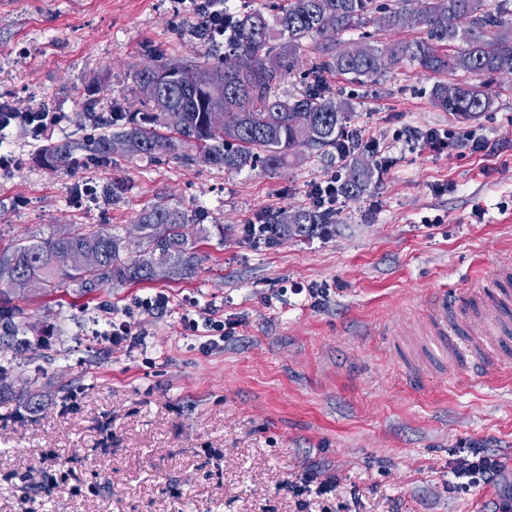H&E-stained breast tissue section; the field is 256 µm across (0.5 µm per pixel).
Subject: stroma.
<instances>
[{"mask_svg": "<svg viewBox=\"0 0 512 512\" xmlns=\"http://www.w3.org/2000/svg\"><path fill=\"white\" fill-rule=\"evenodd\" d=\"M391 2L374 0L342 46L420 37L384 27ZM196 5L0 0V99L60 118L41 136L9 135L0 244L76 224L129 235L134 256L142 244L129 231L162 196L207 230L189 278L0 298L21 327L0 344L16 392L0 399V512H493L512 499V361L494 336L478 339L482 369L449 360L427 299L444 290L449 310L484 316L492 272L512 270V76L495 75L492 108L463 124L434 105L439 77L415 63L365 82L328 75L356 136L347 157L303 147L284 168L237 171L81 152L67 172L38 165L42 145L90 134L87 113H112L119 129L144 112L132 79L143 65L203 62ZM431 129L447 143L418 145ZM474 136L485 151H473ZM357 158L372 177L339 199L325 233L247 236L267 214L309 206L310 187ZM86 183L96 198L75 205ZM156 293L170 313L134 308ZM188 297L199 300L192 335L180 320ZM120 309L132 339H90ZM211 321L224 324L215 344ZM21 391L42 410L30 413ZM472 451L503 461L502 477L451 492V466ZM309 466L331 493L291 491Z\"/></svg>", "mask_w": 512, "mask_h": 512, "instance_id": "35a3bbf8", "label": "stroma"}]
</instances>
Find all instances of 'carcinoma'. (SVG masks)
Listing matches in <instances>:
<instances>
[{"label": "carcinoma", "instance_id": "cac0c4a2", "mask_svg": "<svg viewBox=\"0 0 512 512\" xmlns=\"http://www.w3.org/2000/svg\"><path fill=\"white\" fill-rule=\"evenodd\" d=\"M408 2L393 0V5L384 8V26L422 28L425 37L393 40L381 47L366 44L356 56L341 48L337 40L325 39L320 23L331 15L336 18V33L344 32L370 13L373 0H284L271 15L261 10L243 15L226 13L223 64H197L206 82L224 87L222 96L211 102L195 90L182 89L165 79L168 62L162 61L134 74V83L142 98L152 104L154 113L139 122L131 121L118 132L110 125H101L82 142L50 143L40 150L39 162L46 169L66 171L73 166L79 150L105 161L114 155L151 160L160 153L187 146L194 155L186 158L206 165L242 170L260 162L276 170L289 163L300 138L307 141V148L317 151L333 147L344 152L352 148L340 142L346 105L330 95L327 73L364 81L408 60L435 73L512 75V42L498 38L505 19L502 12L487 8L486 0H429L418 11L408 8ZM442 14L456 19L457 24L439 26L437 18ZM307 38L314 40V57L306 89L296 98L282 99L275 87L295 67L297 50ZM456 41L460 46L448 52V46ZM433 101L442 111L466 122L489 111L494 95L483 83L443 82L434 87ZM211 103L230 113V128L207 126L205 110ZM171 108L185 114L184 125L173 136L164 123V115ZM303 111L315 117L311 132L294 124L295 113ZM351 172L357 174L356 180L346 179L337 186V192L348 197L362 190L372 169L367 161L359 159ZM293 214L295 225L291 228L280 223L279 215L271 217L270 225L263 230L269 241L310 238L336 223L333 210L309 207ZM137 223L143 228L146 249L135 257L126 254L127 244L121 235L73 225L0 246V263L13 266L20 277L41 279L49 292L68 283L82 294L108 285L149 282L158 261L169 265L172 279L195 273L199 256L185 232L192 223L185 212L160 199L142 210ZM84 249L99 253V269L86 271L68 263L71 253Z\"/></svg>", "mask_w": 512, "mask_h": 512}]
</instances>
